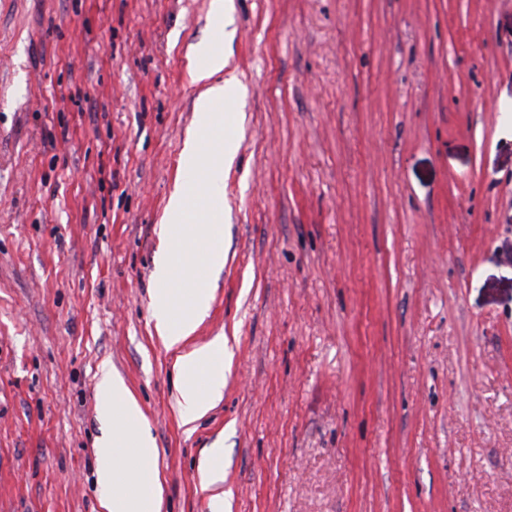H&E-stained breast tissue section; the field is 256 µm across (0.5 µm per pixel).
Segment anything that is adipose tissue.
<instances>
[{"label": "adipose tissue", "mask_w": 512, "mask_h": 512, "mask_svg": "<svg viewBox=\"0 0 512 512\" xmlns=\"http://www.w3.org/2000/svg\"><path fill=\"white\" fill-rule=\"evenodd\" d=\"M203 68L194 70L195 82L202 90L197 98L199 134L192 137L182 153L184 169L202 173L210 194H218L224 182V161L232 160L233 145L225 140L221 129L223 116L214 106L224 98L227 86L237 84L229 72V58L221 41H214L200 51ZM196 200L186 187L180 186L170 196L164 215L168 239L176 251L166 253L155 266L156 288L153 293V316L156 329L169 346L185 344L196 331L207 306L197 288L198 264H218L214 253L203 254L196 246L206 239H220V211L210 207L206 221L194 223ZM181 373V398L184 424H193L224 396V342H214L183 354L178 364ZM96 401L99 414L112 424L111 437L100 441L97 449V483L104 491L105 512H158L161 485L151 478L141 485L133 477L126 461L120 460V448L135 446L140 459L153 461L155 450L144 433L141 408L121 377L102 372L97 383Z\"/></svg>", "instance_id": "ef3b65f1"}]
</instances>
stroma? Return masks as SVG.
Segmentation results:
<instances>
[{"label":"stroma","mask_w":512,"mask_h":512,"mask_svg":"<svg viewBox=\"0 0 512 512\" xmlns=\"http://www.w3.org/2000/svg\"><path fill=\"white\" fill-rule=\"evenodd\" d=\"M0 0V512H103L102 367L161 512H512V0ZM221 38L224 339L193 426L152 317Z\"/></svg>","instance_id":"stroma-1"}]
</instances>
